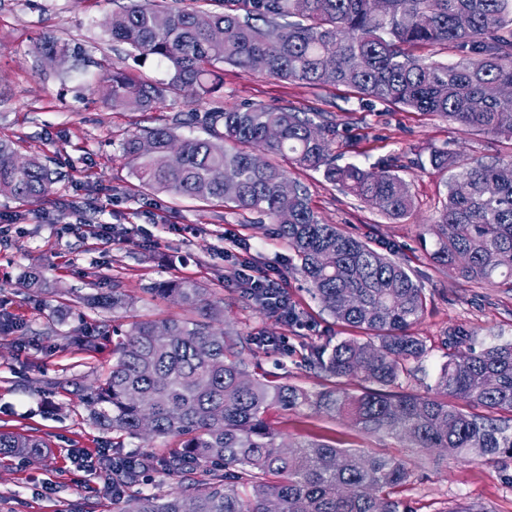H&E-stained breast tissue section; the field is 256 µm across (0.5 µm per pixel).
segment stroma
Masks as SVG:
<instances>
[{
  "mask_svg": "<svg viewBox=\"0 0 512 512\" xmlns=\"http://www.w3.org/2000/svg\"><path fill=\"white\" fill-rule=\"evenodd\" d=\"M123 2L0 0V138L12 141L21 155L50 158L55 172L51 192L39 205L0 196V313L16 317L0 330V432L48 445L39 458H0V512H119L104 473L74 470L72 450L149 456L174 447L173 438L146 437L124 439L122 449H114L111 433L97 425L77 395L111 367L115 329L183 316L176 302L148 294L153 283L190 278L203 284L224 309L225 329L239 335L250 368L312 393L339 383L309 368L312 350L368 337L323 309L272 224L140 187L121 156L123 140L169 123L178 137H207L202 124L182 125L176 116L249 103L317 111L336 127L337 165L369 169L399 159L398 173L414 201L400 219L344 193L322 173L295 168L291 174L308 186L324 223L401 261L422 286L426 310L411 333L427 354L411 362L402 390L427 394L448 359L443 340L457 328L470 330L467 345L475 350L497 338L512 341V289L467 282L456 267L431 257L433 220L448 174L430 164L432 153L441 150L463 162L506 160L512 158V140L435 115L362 104L343 87H310L229 65L222 87L202 100L170 96L147 112L113 106L108 93L114 70L167 77L164 68L135 59L127 45L111 40L106 21ZM48 37L67 44L62 65L36 54V45ZM243 266L251 275L278 278L295 319L245 298L244 284L233 276ZM115 289L130 296L132 305L116 312L92 305L93 296ZM86 328L94 345L88 354L70 341ZM266 336L275 345H259ZM268 420L288 442L326 439L367 455L407 459L412 475L397 495L412 512H451L459 505L512 512L510 457L445 460L306 407L271 410Z\"/></svg>",
  "mask_w": 512,
  "mask_h": 512,
  "instance_id": "stroma-1",
  "label": "stroma"
}]
</instances>
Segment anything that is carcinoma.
<instances>
[{
  "instance_id": "obj_1",
  "label": "carcinoma",
  "mask_w": 512,
  "mask_h": 512,
  "mask_svg": "<svg viewBox=\"0 0 512 512\" xmlns=\"http://www.w3.org/2000/svg\"><path fill=\"white\" fill-rule=\"evenodd\" d=\"M224 0L206 13L165 0H128L112 11L108 32L139 58L165 65L169 79L155 82L112 72V105L152 110L170 95L198 99L222 85L224 65L299 82L343 86L361 101L436 114L450 124L512 139V98L491 95L512 85V0ZM441 46L456 61L428 62L416 47ZM317 112L252 103L205 113L207 138L177 139L160 125L121 144L141 188L257 214L276 225L310 289L336 321L363 329L370 340L348 339L311 353L309 366L365 383L360 392L317 393L249 370L237 338L216 330L223 309L202 284L164 281L150 293L201 314L131 324L112 348V366L83 397L95 422L128 438L142 437L152 421L156 437L179 445L162 458L180 478L164 496L125 497L130 485L155 468L138 455L112 458V494L121 512H412L391 490L407 482L406 461L367 456L323 440L284 446L268 422L274 409L311 408L349 419L366 433L403 439L438 455L512 454V341L462 349L470 332L446 337L455 349L437 373L431 393L397 392L409 360L427 349L410 334L426 308L421 286L401 263L368 243L322 222L308 188L286 165L320 171L391 218L413 206L397 164L377 170L338 167L330 142L335 127ZM446 169L447 199L435 216L433 258L455 265L475 284H512V160L461 163L446 152L431 155ZM54 183L38 155L19 160L14 144L0 140V195L23 205L45 200ZM289 191L283 192V184ZM93 302L123 309L119 291ZM485 375L496 386L479 389ZM462 400L503 418L468 413ZM44 444L0 432V455L33 457Z\"/></svg>"
}]
</instances>
